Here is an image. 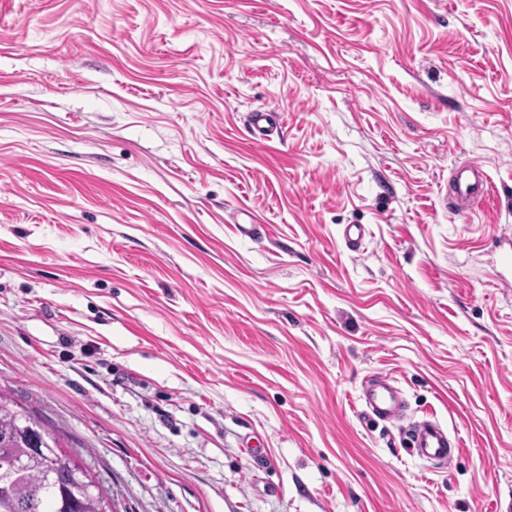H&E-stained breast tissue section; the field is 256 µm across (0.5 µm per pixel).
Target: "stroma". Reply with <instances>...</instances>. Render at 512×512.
<instances>
[{"mask_svg": "<svg viewBox=\"0 0 512 512\" xmlns=\"http://www.w3.org/2000/svg\"><path fill=\"white\" fill-rule=\"evenodd\" d=\"M0 391L117 512H512V0H0ZM454 190L461 200L489 194V183L482 170L474 163L458 166L453 175ZM358 401L369 421L390 422L400 416V391L390 379L370 377L362 386ZM406 440L409 452L435 469L446 468L461 446L459 438L451 440L448 429L433 417L414 423L408 430Z\"/></svg>", "mask_w": 512, "mask_h": 512, "instance_id": "stroma-1", "label": "stroma"}]
</instances>
